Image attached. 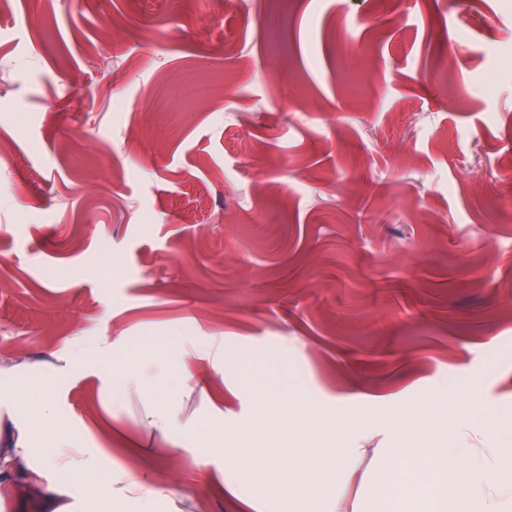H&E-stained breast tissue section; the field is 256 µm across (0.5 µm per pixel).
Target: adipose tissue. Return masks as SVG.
<instances>
[{"mask_svg": "<svg viewBox=\"0 0 512 512\" xmlns=\"http://www.w3.org/2000/svg\"><path fill=\"white\" fill-rule=\"evenodd\" d=\"M111 351L105 341L96 354L72 352L47 370L19 364L13 371L20 382L0 387V404L14 425L0 437V462L23 465L30 478L47 477L46 512H68L67 499L77 496L112 504V474L98 466L101 449L83 447L55 397L70 375L91 370L116 383L112 403L122 405L128 392L142 388V365L139 358H117ZM243 380L260 401L246 427L257 438L254 447H242L221 420L198 431L184 429L182 398L173 390H160L143 415L146 426L190 447L198 463L223 459L224 495L235 512H263L271 498L278 512H512V433L495 447H482L473 423L485 420L484 407L475 405L470 421L459 422L448 405L447 387L395 414L391 447L368 450L342 447L339 436L360 431L362 418L380 413L378 401L363 400L359 418L348 420L343 399L336 398L332 415L319 419L297 384L252 373ZM38 416L53 424L50 438L38 435ZM271 418L281 419L297 436L320 430L329 445L314 453L271 447L259 437ZM364 459L370 462L364 480L357 493H350L353 469Z\"/></svg>", "mask_w": 512, "mask_h": 512, "instance_id": "obj_1", "label": "adipose tissue"}]
</instances>
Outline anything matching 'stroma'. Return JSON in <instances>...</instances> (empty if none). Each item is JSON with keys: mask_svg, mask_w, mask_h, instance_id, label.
Returning <instances> with one entry per match:
<instances>
[{"mask_svg": "<svg viewBox=\"0 0 512 512\" xmlns=\"http://www.w3.org/2000/svg\"><path fill=\"white\" fill-rule=\"evenodd\" d=\"M447 69L453 91L431 82ZM357 72L352 92L342 71ZM0 366L210 336L186 427L239 429L251 366L391 410L512 403V0H14L0 10ZM56 397L103 468L233 512L224 476L86 373Z\"/></svg>", "mask_w": 512, "mask_h": 512, "instance_id": "obj_1", "label": "stroma"}]
</instances>
